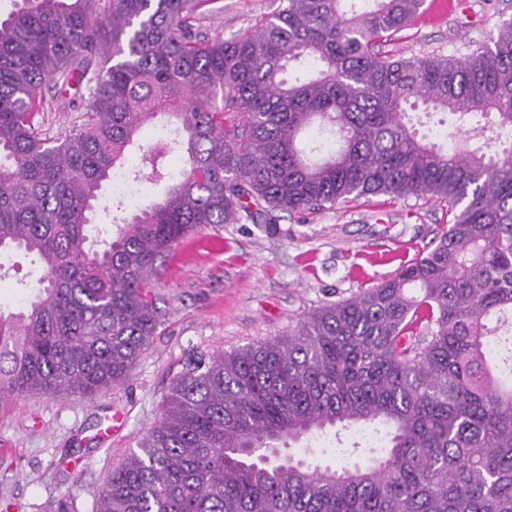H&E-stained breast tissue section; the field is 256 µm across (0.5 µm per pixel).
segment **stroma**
<instances>
[{"instance_id": "35a3bbf8", "label": "stroma", "mask_w": 512, "mask_h": 512, "mask_svg": "<svg viewBox=\"0 0 512 512\" xmlns=\"http://www.w3.org/2000/svg\"><path fill=\"white\" fill-rule=\"evenodd\" d=\"M280 0H208L201 31L225 37L270 16ZM512 19V0H426L425 11L386 44L403 57H462ZM86 89L51 85L44 127L71 126ZM452 219L434 201L366 195L316 213L285 214L273 228L242 221L208 226L170 253L156 290L165 323L129 376L91 399L40 395L0 400V506L9 512H96L99 491L162 412L172 380L191 358L287 335L304 314L352 297L428 252ZM40 270L21 251L0 254V305L16 307L38 288ZM122 429L102 435L107 417ZM364 427L339 439L297 445V457L344 462L367 442Z\"/></svg>"}]
</instances>
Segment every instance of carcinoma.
<instances>
[{
	"label": "carcinoma",
	"mask_w": 512,
	"mask_h": 512,
	"mask_svg": "<svg viewBox=\"0 0 512 512\" xmlns=\"http://www.w3.org/2000/svg\"><path fill=\"white\" fill-rule=\"evenodd\" d=\"M204 2L20 0L0 19V251L43 271L0 308V399L121 383L163 324L165 258L201 228L428 196L454 214L430 251L177 375L97 512H512V20L463 58L396 57L383 43L425 0H281L228 39L195 27ZM74 79L87 104L51 136L46 88ZM162 117L179 137L143 149ZM135 149L169 185L93 250L99 190ZM365 422L384 433L353 443L363 465L279 454Z\"/></svg>",
	"instance_id": "carcinoma-1"
}]
</instances>
